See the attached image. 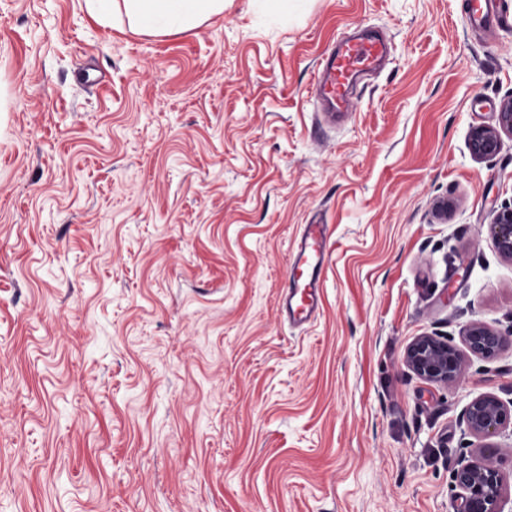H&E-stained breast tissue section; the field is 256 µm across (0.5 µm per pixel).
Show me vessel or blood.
Wrapping results in <instances>:
<instances>
[{
	"mask_svg": "<svg viewBox=\"0 0 512 512\" xmlns=\"http://www.w3.org/2000/svg\"><path fill=\"white\" fill-rule=\"evenodd\" d=\"M462 9L467 26L480 31L485 39H495L500 31L512 27V15L495 11L485 0H463ZM385 57L386 44L374 34L334 42L318 61L316 111L331 120L353 111L358 84L381 66ZM329 244L328 224L315 218L304 225L288 263L289 285L282 301V312L290 325H308L318 314Z\"/></svg>",
	"mask_w": 512,
	"mask_h": 512,
	"instance_id": "b4317fda",
	"label": "vessel or blood"
}]
</instances>
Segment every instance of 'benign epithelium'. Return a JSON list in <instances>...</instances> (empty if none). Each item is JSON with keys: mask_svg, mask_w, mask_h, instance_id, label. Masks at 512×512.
Listing matches in <instances>:
<instances>
[{"mask_svg": "<svg viewBox=\"0 0 512 512\" xmlns=\"http://www.w3.org/2000/svg\"><path fill=\"white\" fill-rule=\"evenodd\" d=\"M503 133L512 135V101L501 106L498 126L472 130V154L477 158L495 154ZM489 232L499 254L512 260V206L495 213ZM465 343L471 353L489 358L512 344V333L503 335L475 322L466 331ZM404 362L417 376L433 382L452 383L463 372L460 351L448 341L428 334L407 345ZM462 421L470 434L486 440L477 453L459 461L452 471L456 485L463 491L462 512H504V472L494 459L493 444L488 439L512 427V400L505 402L493 394L478 396L464 410Z\"/></svg>", "mask_w": 512, "mask_h": 512, "instance_id": "1", "label": "benign epithelium"}]
</instances>
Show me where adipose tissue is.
I'll use <instances>...</instances> for the list:
<instances>
[{"mask_svg":"<svg viewBox=\"0 0 512 512\" xmlns=\"http://www.w3.org/2000/svg\"><path fill=\"white\" fill-rule=\"evenodd\" d=\"M113 16H126L138 33L162 36L194 30L223 13L224 0H107Z\"/></svg>","mask_w":512,"mask_h":512,"instance_id":"obj_1","label":"adipose tissue"}]
</instances>
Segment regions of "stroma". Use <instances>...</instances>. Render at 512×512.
Returning a JSON list of instances; mask_svg holds the SVG:
<instances>
[{"label": "stroma", "mask_w": 512, "mask_h": 512, "mask_svg": "<svg viewBox=\"0 0 512 512\" xmlns=\"http://www.w3.org/2000/svg\"><path fill=\"white\" fill-rule=\"evenodd\" d=\"M460 0H224L169 36L85 0H0V512H456L461 416L512 399V345L453 384L416 336L512 333V30ZM389 63L315 136L317 61ZM452 202L448 215L438 213ZM331 224L323 309L278 316ZM481 1H462L466 26L480 31L485 39L493 40L504 28L512 27V16L495 11L491 4L485 2L483 5ZM497 127H478L470 135V148L477 158L495 154L501 141V133L512 135V101L504 103L498 112ZM489 232L499 254L512 260V206L497 211L489 224ZM329 244V224L317 217L303 224L288 263L289 285L282 301L284 318L292 326L308 325L318 314ZM404 362L417 376L433 382L452 383L463 372L460 351L447 340L428 334L417 336L407 345Z\"/></svg>", "instance_id": "stroma-1"}]
</instances>
